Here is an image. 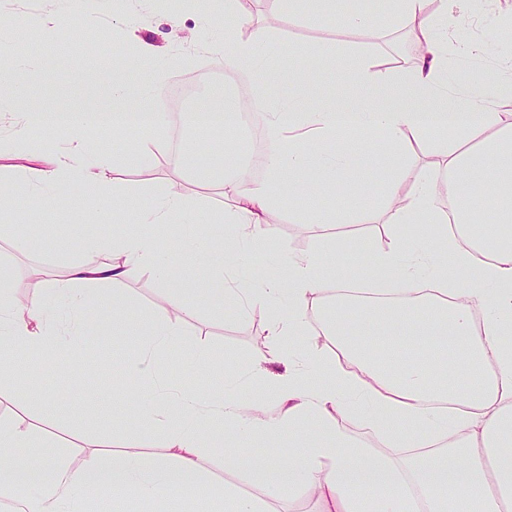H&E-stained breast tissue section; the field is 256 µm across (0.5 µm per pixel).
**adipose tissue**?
Wrapping results in <instances>:
<instances>
[{
    "label": "adipose tissue",
    "mask_w": 512,
    "mask_h": 512,
    "mask_svg": "<svg viewBox=\"0 0 512 512\" xmlns=\"http://www.w3.org/2000/svg\"><path fill=\"white\" fill-rule=\"evenodd\" d=\"M239 0H224V17L214 20L227 51L224 65L254 70L268 49L267 29L242 37L246 23ZM457 17L441 13L438 21L416 34L418 52L409 72L408 90L374 72L366 52L348 49L350 92L333 104L309 99L268 108L264 88H256L245 109L263 113L268 126L264 177L247 182L241 168L224 165L235 155L232 143L215 149L200 141L184 143L169 154L173 169L202 159L219 170L210 185L224 198L221 223L233 235L223 239L201 234L199 240L165 248L161 231L190 224L195 211L182 194L169 190L139 210V224L155 235L115 236L86 241L83 258L48 273L50 296L69 314L58 323L40 299L19 301L12 276L0 273V374L14 373L22 361L67 350L83 358L92 353L82 341L87 315L94 305L120 306L119 284L149 274L170 282L167 302L178 314L129 325L138 337L137 356L126 373L145 382L152 398L171 410L131 422L140 441L164 436L169 456L155 460L136 450L115 452V439L102 440L105 456H88L72 467L49 441L39 446V463H29L34 446L29 431L0 421V498L19 502V512H73L85 494L108 487L132 498L147 512H165L174 498H193L213 487L199 464L200 449L223 451L234 462L239 440L255 437L276 443L282 435H303L301 447L272 453L241 467L242 484L261 488V495L228 486L232 512H271L269 497L317 496L321 512H512V243L500 235L476 246L462 230L473 224L481 205L490 206L499 223L512 222V113L498 109V95L472 86L449 95L452 75L448 56L480 60L482 45L451 43L449 28ZM126 55L113 59L112 109L61 117L59 134L68 148L48 147L35 154L32 186L0 189V200L25 202L52 210L67 196L64 186L79 185L96 195L113 193L105 165L86 161V144L77 129L113 127L157 132L170 115L156 108L157 85L142 86L130 97L121 74ZM17 64L8 45L0 43V105L20 116V130L41 124L42 114L15 85ZM413 136L436 140L434 170L412 164L405 147ZM383 153L387 166L383 192L391 207V224L430 225L417 240L393 237L367 258L369 274L387 273L394 282L393 303L363 296L349 287L341 265L328 261L321 244L288 256L285 275L260 285L248 277L236 287L224 285V267L210 261L219 253L232 258L236 247L266 241V215L282 194L310 195L322 177L343 184L358 166L362 147ZM481 185L480 196L459 194L464 181ZM454 197L444 209L440 194ZM378 213L370 203L354 210L308 207L305 224H369ZM185 259L197 264L201 288L186 294L175 288L176 268ZM285 309H278L280 300ZM230 303L240 316L263 307L268 315L266 350L253 359V375L274 387L279 409L264 412L261 399L226 384L221 396H205L182 385H164L162 351L178 344L192 360L215 365L201 343L184 338L181 318L194 313L198 301ZM329 336L337 348L330 357L313 349L316 333ZM383 337L387 345L410 350V357L384 361L367 350L362 339ZM287 371L273 375L271 362ZM354 412L387 447L414 449L399 462L375 455L354 443L339 425L338 414Z\"/></svg>",
    "instance_id": "adipose-tissue-1"
}]
</instances>
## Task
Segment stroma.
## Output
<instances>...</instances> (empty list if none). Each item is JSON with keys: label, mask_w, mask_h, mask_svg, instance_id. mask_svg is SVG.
Masks as SVG:
<instances>
[{"label": "stroma", "mask_w": 512, "mask_h": 512, "mask_svg": "<svg viewBox=\"0 0 512 512\" xmlns=\"http://www.w3.org/2000/svg\"><path fill=\"white\" fill-rule=\"evenodd\" d=\"M66 0H0V40L10 44L14 57L23 63L15 79L24 94L37 102L42 111L82 112L109 106L112 102V60L116 53H133V46L119 39V31L133 27L143 42L154 47L165 64V79L156 99L161 109H168L173 90L184 83L207 78L203 92L225 96L227 104L239 100V89H250L252 76L236 72V89L225 87L222 67L215 65L217 48L212 41L213 29L206 20L205 7L197 0L182 9L178 25H171L167 12L158 10L154 0H140L137 10L116 11L113 0H83L76 13H68ZM385 0H336V25L322 28L278 13L272 0H250L242 11L255 24L269 27L274 40V54H287L288 75L268 85L270 106L279 99L305 91L306 84L298 73L299 65L313 66L318 51L326 45H356L366 49L375 72L389 75L411 67L417 47L407 25L380 26L363 32H350L341 25L350 12L368 9L385 12ZM512 19V0H490L488 8L463 13L452 32L455 39H473L489 45L487 58L479 63L455 56L448 68L459 85L481 83L488 92H496L501 63L512 55V39L503 27L504 18ZM39 18L68 28V35L56 41L43 40L28 21ZM19 118L11 111H0V183L27 181L29 149L34 142L59 141L49 129L30 133L20 140L16 129ZM82 138L89 144L90 159L107 163L113 170L117 189L125 202L114 211L110 224L94 223L95 211L112 209L113 199L95 196L80 187L73 188L67 204L50 213L19 208L0 220V265L10 269L18 297L31 299L46 296L42 279L32 276V269H49L82 258L87 239L120 233H142L134 213L163 194L168 188L180 191L195 207V221L173 228V235L190 236L197 229L210 228L214 235L225 233L224 225L215 223L213 215L223 199L215 191L204 189L197 181L174 174L168 164L169 133H162L160 145H152L143 133L113 137L111 131L88 128ZM381 159L373 151H363L356 173L345 183L343 195L353 204L381 190ZM330 184H323L316 198H297L295 203L281 201L267 215L273 236L259 246L241 250L237 266L254 281L285 273L286 251L305 252L317 241L333 246L350 281L364 277L366 251L386 246L391 236L422 237L426 224H347L317 227L297 223L299 210L319 201L336 204ZM168 283L150 275L126 283L128 306L114 325L109 337L99 336L95 324L108 318L111 306L98 305L89 312L90 324L85 340L98 347L94 362L66 353L49 359L26 361L23 377L36 389L35 396H11L0 400V419L38 434L49 433L62 446L72 464H80L94 452L96 440L120 434V421L138 420L145 414V400L131 392L124 367L138 352L134 337L125 333L128 324L143 317L170 316L165 300ZM268 319L263 308L252 310L249 317L239 318L232 306L218 310L200 304L194 317L180 327L188 339L209 347L212 355L223 359L230 369L242 373V386H250L248 366L265 349ZM165 372L170 381L187 382L212 395L225 388V373L194 366L179 345L164 353Z\"/></svg>", "instance_id": "stroma-1"}]
</instances>
